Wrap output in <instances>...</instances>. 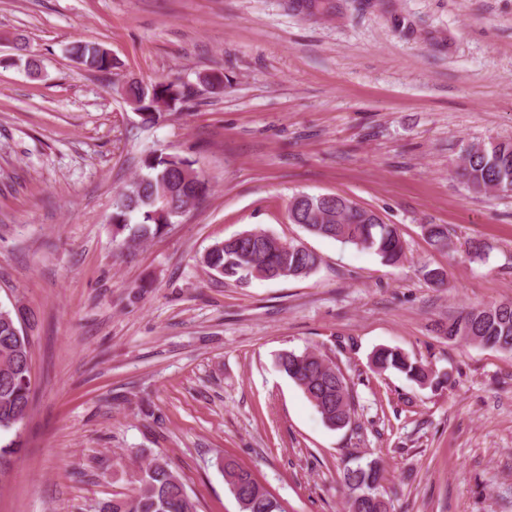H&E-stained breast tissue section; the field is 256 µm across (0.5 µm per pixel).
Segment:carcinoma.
Wrapping results in <instances>:
<instances>
[{
  "label": "carcinoma",
  "instance_id": "1",
  "mask_svg": "<svg viewBox=\"0 0 512 512\" xmlns=\"http://www.w3.org/2000/svg\"><path fill=\"white\" fill-rule=\"evenodd\" d=\"M70 56L86 69L107 72L115 67L106 49L95 43L76 42ZM137 111L145 114L144 123L153 124L161 117L156 102L168 98L185 101L182 85L159 81L144 85L130 82L125 89ZM166 153L154 152L144 157V172L132 178L117 194L110 220L115 231L124 235L123 244L131 249L162 234L174 220L195 206L209 191L194 162L178 154L165 159ZM461 176L476 193L512 188V141H502L488 148L471 147L462 157ZM331 206L318 195L300 193L286 205L288 220L308 233L354 245L377 254L382 262L395 265L406 258V248L397 228L384 223L372 210L350 206V199L336 196ZM425 236L437 249L451 245L448 227L424 225ZM202 263L215 274L238 281L262 278L278 270L279 277L310 274L319 263L318 256L306 248H297L271 238L261 230L249 232L242 239L228 238L213 243ZM450 340L512 352V302L489 304L462 310L448 323L438 327ZM379 370H395L421 385L440 386L449 376H439L397 349L379 348L372 356ZM281 371L304 393L331 429L351 424L355 399L350 380L343 374H330L331 367L315 350L283 351L278 355ZM33 393L31 342L20 326L14 308L0 306V433L14 430L26 417ZM221 469L228 487L250 507L241 512H284L278 500L251 473L235 461H222ZM383 468L370 460L345 467L341 484L346 512H391V502L383 490ZM99 512H198L197 503L170 462L158 456L142 463L136 473L131 493L103 503Z\"/></svg>",
  "mask_w": 512,
  "mask_h": 512
}]
</instances>
